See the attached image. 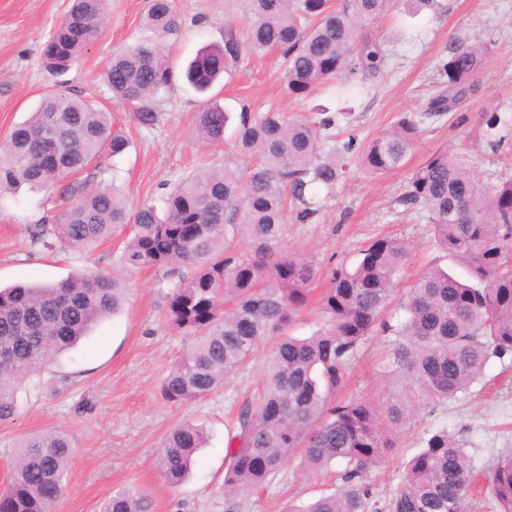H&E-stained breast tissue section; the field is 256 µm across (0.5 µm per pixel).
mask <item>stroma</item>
<instances>
[{
    "label": "stroma",
    "mask_w": 512,
    "mask_h": 512,
    "mask_svg": "<svg viewBox=\"0 0 512 512\" xmlns=\"http://www.w3.org/2000/svg\"><path fill=\"white\" fill-rule=\"evenodd\" d=\"M71 0H0V142L25 121L43 95L64 91L102 105L129 146L119 157L83 174L91 185L115 184L130 207L160 205L164 186L195 173L226 165L247 176L255 159L241 152L236 131L241 110L252 117L269 111L305 119L314 105L349 114L343 135L365 142L393 126L402 114L420 111L437 88V63L450 39L492 40L478 89L458 112L426 122L405 165L374 175L351 164L334 195L316 189V213L303 222L288 221L281 241L288 251L314 258L325 289L332 268L353 265L360 249L387 236L401 243L408 260L386 310L390 320L404 315L400 303L428 269H454L455 263L432 237L419 214L400 216L394 201L413 170L433 152L445 149L466 157L471 169L493 182L512 174V133L500 150L486 144L485 114L512 107V0H438L436 7L413 11L409 0L366 29L381 44L387 67L368 80L367 90L336 99L288 95L278 51H243L231 73L214 87V99L230 114L224 140L200 138L193 115L203 97L183 80L155 98L158 121L139 123L134 108L113 105L102 73L114 53L149 40L145 26L148 0H106L107 24L81 61L64 74L47 71L42 48L61 22ZM176 28L163 44L176 67H184L202 47L223 42L227 32L247 24L242 0H172ZM66 202L59 190L21 188L0 194V287L19 282L53 283L88 267L109 273L119 268L126 231L95 250L49 253L32 246L30 225L54 223ZM127 301L76 347L18 386L17 414L0 423V490L6 486L19 446L31 434L60 430L74 453L66 473V491L57 512H104L119 491L148 498L152 512H226L223 493L225 442L239 407L257 400L259 374L274 344L259 343L245 366L208 396L187 404L160 395L164 377L186 340L164 322L172 270L141 268L125 272ZM392 340L375 336L365 342L337 400L386 403L397 386L388 372ZM484 384L448 404L421 406L395 426V446L375 473L379 495L397 484V472L419 449L424 431L448 428L467 450L477 477H485L498 457L512 453V360L491 359ZM205 427L208 441L194 457L188 479L177 488L165 482L158 464L162 442L175 425ZM336 486L334 472L309 475L301 455L283 466L269 487L252 494L241 512H283L288 502H308Z\"/></svg>",
    "instance_id": "obj_1"
}]
</instances>
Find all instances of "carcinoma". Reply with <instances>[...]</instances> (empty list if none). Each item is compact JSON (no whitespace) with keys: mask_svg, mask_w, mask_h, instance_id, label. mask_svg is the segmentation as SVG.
Wrapping results in <instances>:
<instances>
[{"mask_svg":"<svg viewBox=\"0 0 512 512\" xmlns=\"http://www.w3.org/2000/svg\"><path fill=\"white\" fill-rule=\"evenodd\" d=\"M243 3L248 24L242 36L227 34L187 65L184 76L195 90L207 91L246 48L281 51L288 93L301 97L333 84L347 95L386 67L381 45L358 31L387 11L390 0H344L339 7L332 0ZM104 18L105 0H73L44 46V66L68 70L97 41ZM146 26L157 39L172 30L171 0H149ZM491 47L490 41H452L438 63L439 90L423 111L402 115L366 143L352 136L321 148L318 129L335 127L343 112L322 109L311 122L279 112L252 119L244 109L239 145L257 159L246 182L228 167L214 166L166 192L160 214L151 204L131 212L113 188L69 180L62 191L71 206L54 224L30 225L32 245L48 252L81 251L128 226L125 267L190 268L168 293L167 323L190 339L162 385L169 403L195 401L224 386L260 340L278 336L260 374L256 404L240 411L227 441V512L268 487L298 451L312 471L333 463L343 469L335 492L288 512H470L471 460L445 428L424 433L389 497L377 498L373 473L394 446L389 424L423 404L456 399L481 379L491 358L512 357V179L485 183L446 150L414 169L395 204L405 212L422 210L435 239L466 276L438 267L427 271L402 302L405 319L394 324L384 313L407 253L380 238L360 250L354 266L331 271L319 299L324 327L307 337L288 335L318 269L278 243L286 199L301 206L296 219L314 215L308 194L316 187L332 193L351 159L374 174L402 167L425 122L459 111L470 97ZM103 80L115 104L136 106L137 120L151 126L158 120L151 103L173 85L175 69L153 41L113 55ZM227 121V113L213 105L193 118L199 135L212 142L224 139ZM485 126L487 143L497 150L512 115L493 112ZM126 148V138L112 129V113L68 93H49L0 143V192L48 187ZM238 236L247 245L243 253L233 244ZM124 291L117 274L95 272L0 289L1 423L15 416V383L46 369L95 324L117 314ZM380 334L395 337L389 373L407 384L385 416L371 402L335 401L361 345ZM205 440L204 431L189 424L168 434L160 466L170 486L183 483ZM72 454L62 432L28 438L0 492V512H55ZM485 490L499 512H512V455L493 464ZM106 512H150V504L144 496L118 492Z\"/></svg>","mask_w":512,"mask_h":512,"instance_id":"carcinoma-1","label":"carcinoma"}]
</instances>
